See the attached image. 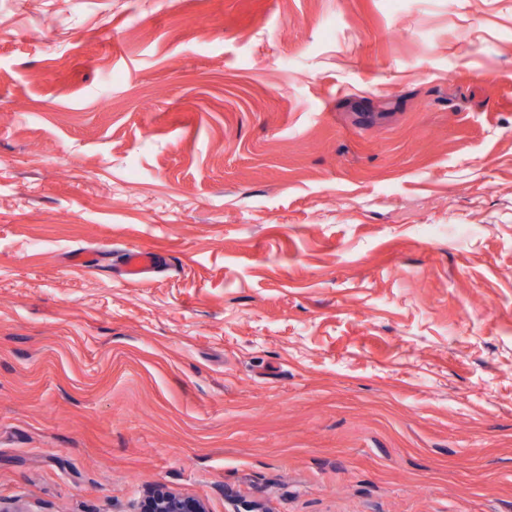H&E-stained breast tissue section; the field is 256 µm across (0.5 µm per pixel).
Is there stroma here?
I'll list each match as a JSON object with an SVG mask.
<instances>
[{
	"mask_svg": "<svg viewBox=\"0 0 512 512\" xmlns=\"http://www.w3.org/2000/svg\"><path fill=\"white\" fill-rule=\"evenodd\" d=\"M159 489L512 512V0H0V506ZM164 262L162 254L147 249H131L124 253L121 275L136 282L156 273Z\"/></svg>",
	"mask_w": 512,
	"mask_h": 512,
	"instance_id": "1",
	"label": "stroma"
}]
</instances>
